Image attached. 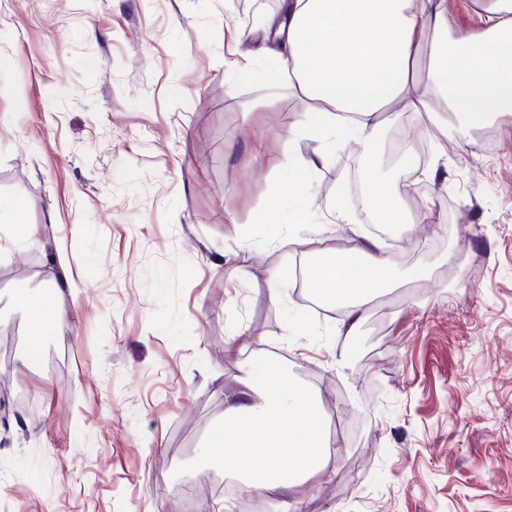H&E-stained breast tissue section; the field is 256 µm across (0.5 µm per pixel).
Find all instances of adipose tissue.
I'll return each instance as SVG.
<instances>
[{
	"label": "adipose tissue",
	"mask_w": 512,
	"mask_h": 512,
	"mask_svg": "<svg viewBox=\"0 0 512 512\" xmlns=\"http://www.w3.org/2000/svg\"><path fill=\"white\" fill-rule=\"evenodd\" d=\"M479 28L456 38L448 32V0H279L278 10L257 18L262 41L238 32L236 48L288 70L295 94L319 101L293 126L290 137L356 143L371 185L367 207L380 224H402L405 212L389 191L380 144L383 112L399 106L415 121L468 131L485 121L512 122V0H474ZM430 50V75L418 74ZM445 100L446 111L434 108ZM32 203L14 199L0 207V224L13 241L51 245L43 225L25 220ZM309 247L316 269L305 282L321 301L345 310L338 335L356 334L372 299L387 287L385 269L403 265L404 252H385L375 239L356 242L339 258L329 257L317 237L295 235ZM53 298L22 297L29 312L28 347L38 352L74 318L63 297L70 272L51 283ZM236 390L224 396V424L214 430L206 460L215 470L242 479L257 501L299 479L332 473L326 434L328 417L308 387L288 375L284 363L254 356L243 361ZM267 449L258 462V449Z\"/></svg>",
	"instance_id": "1"
}]
</instances>
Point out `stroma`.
<instances>
[{"mask_svg": "<svg viewBox=\"0 0 512 512\" xmlns=\"http://www.w3.org/2000/svg\"><path fill=\"white\" fill-rule=\"evenodd\" d=\"M254 8L277 4L0 0V201H31L77 314L31 357L18 297L53 268L9 244L0 512H512V123L412 124L438 173L392 160L408 221L384 230L409 261L356 336L334 335L344 312L299 282L315 258L292 238L341 255L369 235L361 155L289 141L309 105L287 76L236 78L229 32ZM289 149L315 163L302 230ZM336 198L355 224L330 222ZM237 333L316 394L344 444L330 478L262 505L224 497L204 459L239 384Z\"/></svg>", "mask_w": 512, "mask_h": 512, "instance_id": "stroma-1", "label": "stroma"}]
</instances>
